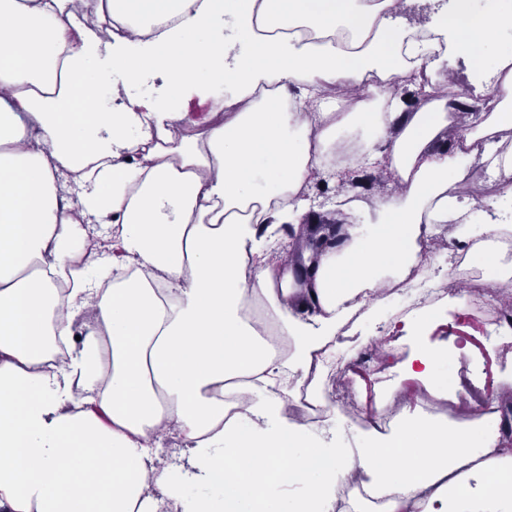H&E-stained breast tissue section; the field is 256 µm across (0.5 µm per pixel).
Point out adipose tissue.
Segmentation results:
<instances>
[{
  "label": "adipose tissue",
  "instance_id": "ef3b65f1",
  "mask_svg": "<svg viewBox=\"0 0 512 512\" xmlns=\"http://www.w3.org/2000/svg\"><path fill=\"white\" fill-rule=\"evenodd\" d=\"M72 2L0 0V512H160L191 485L192 512H512L494 399L461 422L369 417L356 448L337 444L335 409L318 425L282 414L341 324L430 273L434 225L466 207L470 144L512 201L496 138L512 127V0H440L423 28L402 23L406 0H95L93 23ZM452 54L483 107L447 148ZM114 71L158 80L157 96L104 106ZM215 83L225 96L198 123L185 103ZM365 167L386 181L375 215L296 271L283 226L306 234L320 181L357 212ZM94 221L117 256L86 248ZM510 234L453 230L505 292ZM448 356L415 344L403 382L459 402ZM174 434L187 462L167 466L155 450ZM349 475L364 494L343 503Z\"/></svg>",
  "mask_w": 512,
  "mask_h": 512
}]
</instances>
